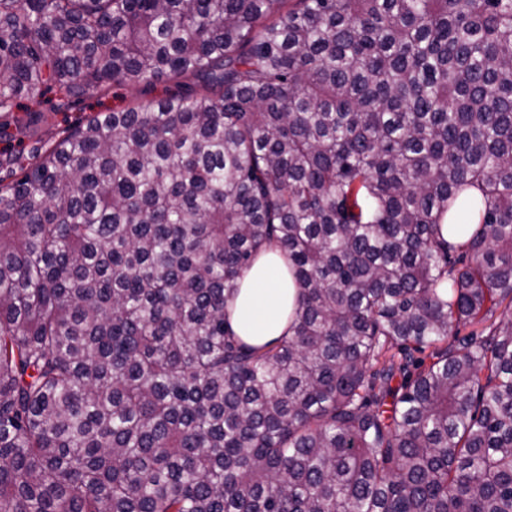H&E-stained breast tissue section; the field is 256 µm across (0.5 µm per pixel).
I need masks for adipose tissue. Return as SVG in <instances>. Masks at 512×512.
Returning a JSON list of instances; mask_svg holds the SVG:
<instances>
[{
  "mask_svg": "<svg viewBox=\"0 0 512 512\" xmlns=\"http://www.w3.org/2000/svg\"><path fill=\"white\" fill-rule=\"evenodd\" d=\"M297 289L279 250L261 253L246 272L229 309L227 327L252 346H262L288 332Z\"/></svg>",
  "mask_w": 512,
  "mask_h": 512,
  "instance_id": "ef3b65f1",
  "label": "adipose tissue"
}]
</instances>
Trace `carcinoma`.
I'll list each match as a JSON object with an SVG mask.
<instances>
[{
  "label": "carcinoma",
  "instance_id": "obj_1",
  "mask_svg": "<svg viewBox=\"0 0 512 512\" xmlns=\"http://www.w3.org/2000/svg\"><path fill=\"white\" fill-rule=\"evenodd\" d=\"M178 79L3 160L0 512H512V0H0V112ZM476 223V219L470 216L464 217L463 219L448 217V225L444 224V236L452 243L463 242L469 237ZM297 289L278 249L261 253L246 272L232 306L227 327L233 336L262 346L288 334Z\"/></svg>",
  "mask_w": 512,
  "mask_h": 512
}]
</instances>
